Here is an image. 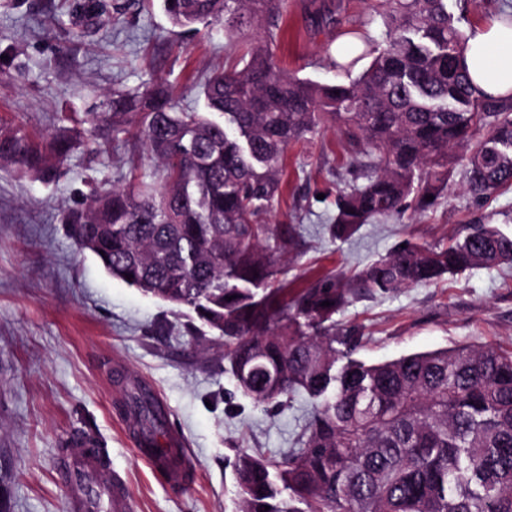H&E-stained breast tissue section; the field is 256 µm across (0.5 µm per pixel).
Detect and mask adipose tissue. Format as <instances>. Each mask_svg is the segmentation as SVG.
I'll use <instances>...</instances> for the list:
<instances>
[{
	"mask_svg": "<svg viewBox=\"0 0 512 512\" xmlns=\"http://www.w3.org/2000/svg\"><path fill=\"white\" fill-rule=\"evenodd\" d=\"M461 63L473 84L492 97L512 95V18L499 15L469 28Z\"/></svg>",
	"mask_w": 512,
	"mask_h": 512,
	"instance_id": "ef3b65f1",
	"label": "adipose tissue"
}]
</instances>
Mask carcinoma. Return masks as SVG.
<instances>
[{
    "label": "carcinoma",
    "mask_w": 512,
    "mask_h": 512,
    "mask_svg": "<svg viewBox=\"0 0 512 512\" xmlns=\"http://www.w3.org/2000/svg\"><path fill=\"white\" fill-rule=\"evenodd\" d=\"M365 2L343 31L361 36L362 53L347 63L327 54L334 82L283 71L273 26L249 43L243 68L211 73L201 111L180 109L161 86L112 94L91 114L93 131L104 123L134 132L158 163V183L95 189L64 221L111 277L191 309L254 403L310 400L299 447L236 457L237 512H512V351L458 345L368 365L352 358L355 332L333 319L357 292L511 266L512 237L476 224L442 246L406 241L348 281L320 279L291 296L276 285L275 255L296 246L294 227L265 221L284 153L327 123L364 169L362 184L337 192L338 236L408 199L421 211L437 204L456 148L473 194L512 186V96L472 89L459 66L465 31L448 0ZM161 4L184 33L222 22L224 34L245 36L282 15L286 0ZM81 144L75 129L40 143L21 124L0 127V166L49 180ZM119 411L157 447L167 415L149 390H126Z\"/></svg>",
    "instance_id": "cac0c4a2"
}]
</instances>
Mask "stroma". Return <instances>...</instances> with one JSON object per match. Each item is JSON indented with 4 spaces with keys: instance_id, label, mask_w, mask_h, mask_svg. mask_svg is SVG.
<instances>
[{
    "instance_id": "1",
    "label": "stroma",
    "mask_w": 512,
    "mask_h": 512,
    "mask_svg": "<svg viewBox=\"0 0 512 512\" xmlns=\"http://www.w3.org/2000/svg\"><path fill=\"white\" fill-rule=\"evenodd\" d=\"M122 2L110 20L73 13L70 0H0V126L46 138L62 115L81 118L113 92L156 84L181 108H201L200 84L235 60L223 27L182 34L160 0ZM308 3L289 0L275 60L325 82L337 30L318 26ZM132 158L140 173L156 167L142 144L113 133L76 150L49 182L0 167V512H68L61 450L76 436L108 456L104 476L125 483L133 512H234L238 453L294 447L311 410L303 395L254 404L225 372L216 342L197 340L194 313L109 276L75 245L65 212L83 205L92 184L121 182ZM358 181L336 127L288 146L269 221L296 225L300 242L280 259L282 287L350 276L405 240L442 245L476 224L512 235V188L474 195L453 163L434 209L373 218L337 237L336 192ZM335 319L360 336L355 357L368 364L463 344L512 351V268L357 294ZM132 382L155 393L168 431L183 438L195 466L188 488L170 487L136 454L134 423L115 408Z\"/></svg>"
}]
</instances>
